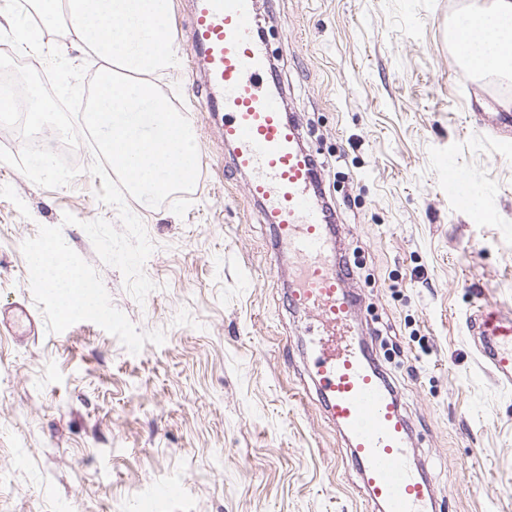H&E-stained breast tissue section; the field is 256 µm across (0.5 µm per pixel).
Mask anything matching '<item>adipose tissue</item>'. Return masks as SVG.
<instances>
[{"mask_svg":"<svg viewBox=\"0 0 512 512\" xmlns=\"http://www.w3.org/2000/svg\"><path fill=\"white\" fill-rule=\"evenodd\" d=\"M451 33L464 48L471 74L512 72V0H474L454 21Z\"/></svg>","mask_w":512,"mask_h":512,"instance_id":"1","label":"adipose tissue"}]
</instances>
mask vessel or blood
I'll return each instance as SVG.
<instances>
[{
	"mask_svg": "<svg viewBox=\"0 0 512 512\" xmlns=\"http://www.w3.org/2000/svg\"><path fill=\"white\" fill-rule=\"evenodd\" d=\"M180 34L194 49L186 68L190 90L203 95L208 112L224 115V143L235 169L248 176L245 190L270 229L269 251L289 247L298 263L288 302L318 324L310 340L311 378L347 461L379 512H429L435 490L413 458L401 399L368 344L351 332L356 302L335 252L337 228L315 198L318 175L300 125L266 89L273 74L255 30L254 0H193ZM451 192L469 196L474 220L483 222L487 210L477 187L460 175ZM467 330L494 381L512 386V312L480 304Z\"/></svg>",
	"mask_w": 512,
	"mask_h": 512,
	"instance_id": "obj_1",
	"label": "vessel or blood"
}]
</instances>
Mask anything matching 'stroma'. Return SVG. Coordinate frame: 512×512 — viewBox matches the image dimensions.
Instances as JSON below:
<instances>
[{
    "mask_svg": "<svg viewBox=\"0 0 512 512\" xmlns=\"http://www.w3.org/2000/svg\"><path fill=\"white\" fill-rule=\"evenodd\" d=\"M473 0H257L288 113L336 210L360 332L387 371L439 488L436 512H512V387L481 365L466 318L512 311V76L471 75L449 40ZM195 131L188 199H128L154 250L156 288L137 301L83 230L103 219L93 151L44 188L0 163V311L23 304L34 332L0 333V512H373L326 419L285 297L287 255L230 172L221 123L184 71L155 76ZM486 191L475 223L442 160ZM77 222L67 225L64 214ZM99 274L113 305L162 345L131 354L95 323L49 332L21 246L39 226ZM169 487L162 498L151 491Z\"/></svg>",
    "mask_w": 512,
    "mask_h": 512,
    "instance_id": "stroma-1",
    "label": "stroma"
}]
</instances>
